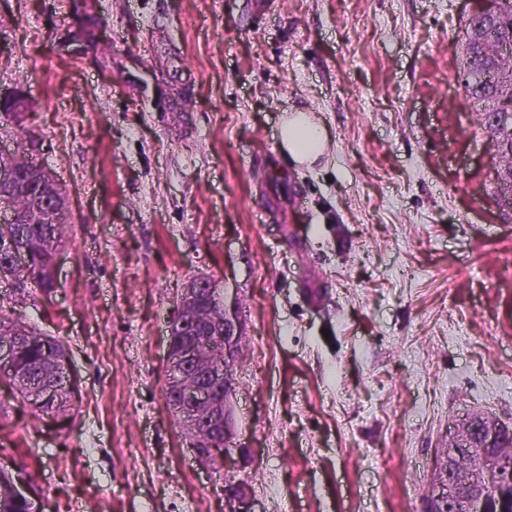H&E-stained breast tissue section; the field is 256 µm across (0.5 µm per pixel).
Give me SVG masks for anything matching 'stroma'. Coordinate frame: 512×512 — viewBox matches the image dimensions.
<instances>
[{
    "label": "stroma",
    "mask_w": 512,
    "mask_h": 512,
    "mask_svg": "<svg viewBox=\"0 0 512 512\" xmlns=\"http://www.w3.org/2000/svg\"><path fill=\"white\" fill-rule=\"evenodd\" d=\"M0 0V94L22 99L65 188L55 286L0 309L63 341L81 396L63 433L0 384V468L42 458L43 512H422L452 421L512 426V223L463 96L478 0ZM191 109L173 115L174 100ZM332 140L312 169L284 113ZM241 299L237 449L204 467L164 396L190 280ZM279 141L283 154L292 162L313 167L330 150L326 128L305 112H292L280 126ZM225 476L228 477L224 485L225 512H253L246 489L235 480V477Z\"/></svg>",
    "instance_id": "stroma-1"
}]
</instances>
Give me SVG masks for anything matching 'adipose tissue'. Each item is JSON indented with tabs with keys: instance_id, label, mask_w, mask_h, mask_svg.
Returning <instances> with one entry per match:
<instances>
[{
	"instance_id": "1",
	"label": "adipose tissue",
	"mask_w": 512,
	"mask_h": 512,
	"mask_svg": "<svg viewBox=\"0 0 512 512\" xmlns=\"http://www.w3.org/2000/svg\"><path fill=\"white\" fill-rule=\"evenodd\" d=\"M279 141L286 157L306 167L316 165L330 150L326 128L302 112L292 113L281 124Z\"/></svg>"
}]
</instances>
